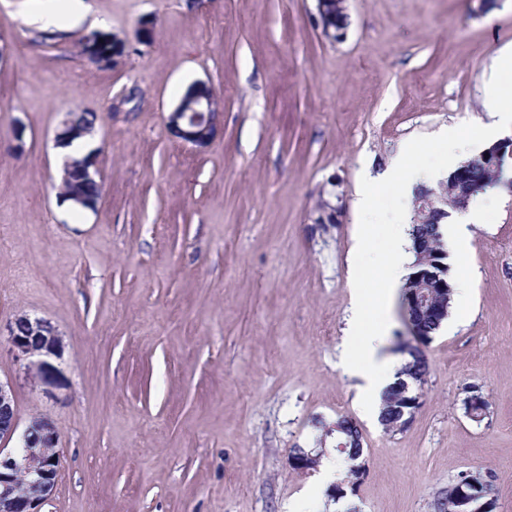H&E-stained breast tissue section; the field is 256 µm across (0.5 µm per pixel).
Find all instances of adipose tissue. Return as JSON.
<instances>
[{"label": "adipose tissue", "instance_id": "adipose-tissue-1", "mask_svg": "<svg viewBox=\"0 0 512 512\" xmlns=\"http://www.w3.org/2000/svg\"><path fill=\"white\" fill-rule=\"evenodd\" d=\"M441 140L446 151L440 163H431L422 149L411 143L387 171L375 177L364 176L356 191V207L368 209L374 188L379 184L393 187L408 196L417 184H434L447 177L455 168L460 142L452 133L443 134ZM386 233L391 240V248L381 255L377 254L369 232H359L355 239L353 256H375L383 288L375 295L361 288L354 289L341 341V367L356 381L357 398L364 414L375 420L380 417L384 392L398 380L397 362L382 356L380 348L389 328L387 306L396 288L407 278L411 258L407 250L410 243L408 225H388Z\"/></svg>", "mask_w": 512, "mask_h": 512}]
</instances>
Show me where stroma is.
Returning <instances> with one entry per match:
<instances>
[{
	"instance_id": "obj_1",
	"label": "stroma",
	"mask_w": 512,
	"mask_h": 512,
	"mask_svg": "<svg viewBox=\"0 0 512 512\" xmlns=\"http://www.w3.org/2000/svg\"><path fill=\"white\" fill-rule=\"evenodd\" d=\"M40 0H0V329L40 318L63 351L46 375L0 343L22 423L40 417L62 452L42 512H433L465 472H491L493 512H512V191L478 195L465 263L469 314L433 337L421 405L388 434L363 419L340 366L359 224L413 202L377 188L353 209L364 170L406 141L428 159L439 135L490 122L489 89L512 95V0H347L342 40L323 38L316 0H86L77 25L41 29ZM156 20L140 42L141 17ZM100 28L126 51L82 56ZM210 83L223 108L204 148L165 118ZM102 116L101 196L60 198L54 133L71 111ZM25 125L23 149L7 132ZM335 207V223L319 218ZM478 388L480 422L463 400ZM356 420L365 475L329 495L296 448L313 421Z\"/></svg>"
}]
</instances>
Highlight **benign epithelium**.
Instances as JSON below:
<instances>
[{
    "label": "benign epithelium",
    "instance_id": "1",
    "mask_svg": "<svg viewBox=\"0 0 512 512\" xmlns=\"http://www.w3.org/2000/svg\"><path fill=\"white\" fill-rule=\"evenodd\" d=\"M346 12L345 0H317V25L322 34L330 40H339L344 28L332 22L336 13ZM220 115V101L211 86L203 81L190 85L189 92L166 117L169 134L187 144L202 147L206 145L217 128ZM86 132L64 120L55 135L56 145L61 147ZM512 158V138L496 142L486 148L480 158L491 166L499 168L506 158ZM95 163L82 158L65 159L63 177L66 179L95 180ZM464 178L463 172L450 177L449 192L454 194L456 211H465L470 205L472 190H459ZM416 284L429 285L441 294L448 295V265L436 262L416 276ZM429 293L414 291L407 301L415 307L426 308V313L436 323L448 319V301H429ZM412 341L403 351L416 359L425 358V344L422 333L409 329ZM8 342L18 355L29 360L38 370L47 366L46 358L55 356L60 349V340L52 335L39 319L21 316L11 326ZM20 421L16 409L12 386L0 381V512H40L41 505L56 489L59 468L53 457L48 455L47 444L51 441L50 424L40 418L30 421L24 431H19ZM23 472L30 476L29 488L17 491L16 476Z\"/></svg>",
    "mask_w": 512,
    "mask_h": 512
}]
</instances>
